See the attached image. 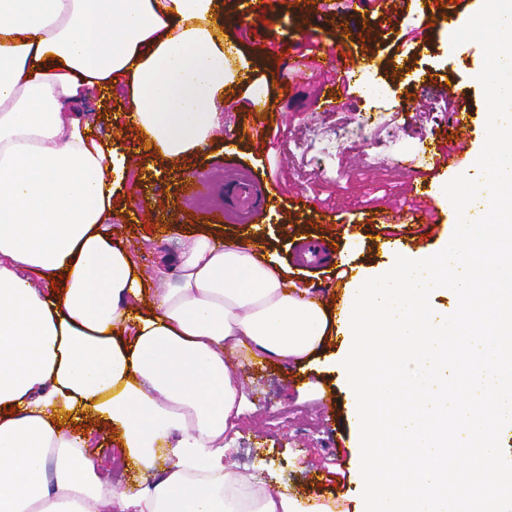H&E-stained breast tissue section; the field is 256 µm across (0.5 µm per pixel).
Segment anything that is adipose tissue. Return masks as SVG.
Here are the masks:
<instances>
[{
    "mask_svg": "<svg viewBox=\"0 0 512 512\" xmlns=\"http://www.w3.org/2000/svg\"><path fill=\"white\" fill-rule=\"evenodd\" d=\"M230 17L220 0H0V512H329L227 467L224 438L244 369H307L335 309L262 236L200 232L137 265L112 206L126 160L79 109L121 83L136 152H208L227 84L266 97L225 54ZM88 418L149 486H103L72 431Z\"/></svg>",
    "mask_w": 512,
    "mask_h": 512,
    "instance_id": "adipose-tissue-1",
    "label": "adipose tissue"
}]
</instances>
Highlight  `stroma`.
Returning <instances> with one entry per match:
<instances>
[{"label": "stroma", "instance_id": "35a3bbf8", "mask_svg": "<svg viewBox=\"0 0 512 512\" xmlns=\"http://www.w3.org/2000/svg\"><path fill=\"white\" fill-rule=\"evenodd\" d=\"M415 9V0H396L392 14L361 8L336 26L326 24L311 0H288L287 12L274 13L269 23L229 30V39L244 53L262 47L274 60L273 69H260L256 76L277 117L266 136L251 135L255 118L242 107L243 89H225L223 120L215 132L213 151L186 160L207 185L191 203L183 199L182 180L170 167L157 172L147 160L132 156L134 135L118 119L122 89L95 96L85 107L95 132L111 136L115 149L130 154V175L142 183L136 197L117 192L114 207L133 211L153 205L165 223L183 225L185 236L193 237L203 229L200 212L225 201L222 148L226 134L236 131L240 134L236 158L264 183L277 184L281 192L282 207L270 229L271 249L281 261L297 265L300 239L320 237L334 260L311 265L307 280L331 298L342 274L340 256L363 271H378L390 258L374 249L382 227L367 218L405 205L411 197V175L397 166V159L416 155L422 138L447 128L458 103L471 108L477 126L455 174L472 173L486 137L483 89L470 80L483 67L481 47L468 42L449 50L445 26L408 39ZM313 42H337L350 53L371 50L378 67L358 79L364 85L384 86L386 99L370 107L354 96L340 109L327 102L319 92L324 77L316 68L306 69L301 78L293 72L295 45ZM447 82L459 87L456 102H448L443 94ZM331 207L346 220L363 221L359 238H350L339 225L321 222V210ZM437 208L438 223L404 228L405 250L430 251L451 238L448 223L455 210L444 199L438 200ZM120 233L132 241L135 260L148 271L160 255L182 248L180 241L159 236L150 223L127 224ZM306 380L297 369L280 365L243 375L246 409L224 452V463L239 470L260 467L272 472L301 503L332 502L341 512H359L361 484L355 472L359 449L349 416L350 395L338 375H320L324 389L320 399L302 392Z\"/></svg>", "mask_w": 512, "mask_h": 512}]
</instances>
